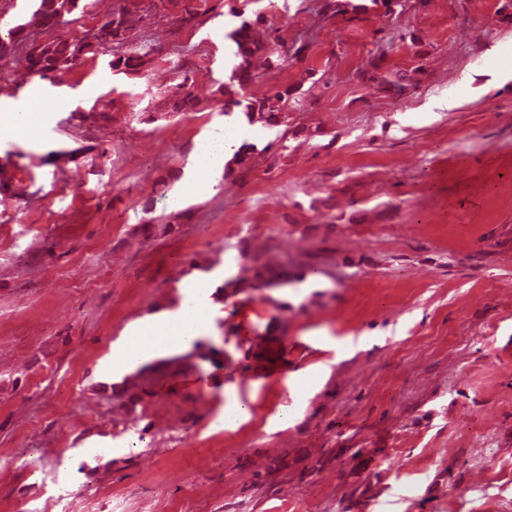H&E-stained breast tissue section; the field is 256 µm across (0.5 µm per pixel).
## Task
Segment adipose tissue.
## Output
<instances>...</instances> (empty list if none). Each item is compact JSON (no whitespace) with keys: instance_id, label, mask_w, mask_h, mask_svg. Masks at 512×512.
Segmentation results:
<instances>
[{"instance_id":"1","label":"adipose tissue","mask_w":512,"mask_h":512,"mask_svg":"<svg viewBox=\"0 0 512 512\" xmlns=\"http://www.w3.org/2000/svg\"><path fill=\"white\" fill-rule=\"evenodd\" d=\"M62 109V102L55 98L45 99L43 105L38 106L27 100L1 97L0 140L31 135ZM238 144V137L229 132L200 144L192 166L182 179L185 191L195 192L217 184L227 156ZM189 292L196 298L195 309H183L177 316L158 318L128 336L124 343L113 346L111 358L101 364L105 382H118L124 372L136 365L183 350L201 338L214 312L210 285L196 280L190 283Z\"/></svg>"}]
</instances>
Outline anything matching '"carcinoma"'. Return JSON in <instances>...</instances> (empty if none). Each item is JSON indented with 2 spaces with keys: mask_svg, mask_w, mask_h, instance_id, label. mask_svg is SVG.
<instances>
[{
  "mask_svg": "<svg viewBox=\"0 0 512 512\" xmlns=\"http://www.w3.org/2000/svg\"><path fill=\"white\" fill-rule=\"evenodd\" d=\"M31 13L29 19L17 23L0 32V62L10 60L17 52H24L27 60L28 73L53 85L63 81V77L78 64L88 58L98 55L112 54V69L124 74L137 73L145 64L148 53L124 52L122 48L130 38V25L127 7L114 9L96 19L94 25L82 36H56L43 40V48L39 51L29 48L31 35L37 32H52L56 28L73 22V17L89 12L90 0H28ZM384 9L387 16L401 15L406 10L402 0H320L317 12L328 19L338 15L348 17L350 21H360L362 16L377 9ZM235 17L240 22L227 34L230 41L227 50V68L230 69L229 80L243 86L254 79L251 70L252 59L259 53L275 57L276 65H281L301 55L308 43L302 39L290 46L281 42L278 30L274 28L259 31L262 14H257L256 20H247L242 14ZM385 50L377 47L368 67L361 73L364 80L377 81L384 85L394 97L407 94L412 77L405 73L394 71L384 65ZM288 90L270 89L261 98L226 99L221 113L229 122H234V115H243L248 123L256 122L273 125L278 122L281 112L287 106ZM195 96L187 82L177 84L174 91L172 109L176 112H192L195 110ZM253 145L242 143L233 157L225 166L224 175L228 176L243 169L250 161L249 150ZM255 266L250 280L235 279L223 282L216 287L214 295L219 296L226 288H269L282 284L279 274L273 265L261 261Z\"/></svg>",
  "mask_w": 512,
  "mask_h": 512,
  "instance_id": "1",
  "label": "carcinoma"
}]
</instances>
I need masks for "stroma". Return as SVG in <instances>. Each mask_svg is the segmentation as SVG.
Returning a JSON list of instances; mask_svg holds the SVG:
<instances>
[{"label":"stroma","mask_w":512,"mask_h":512,"mask_svg":"<svg viewBox=\"0 0 512 512\" xmlns=\"http://www.w3.org/2000/svg\"><path fill=\"white\" fill-rule=\"evenodd\" d=\"M317 3L264 7L262 27L309 46L243 87L224 74L243 0H192L190 18L138 0L130 42L155 51L134 74L100 56L54 87L5 65L11 98L67 107L0 141V512H512V27L500 0L353 23ZM384 38L386 67L426 65L400 98L359 77ZM222 85L289 105L248 127L243 172L181 195L176 173L224 131ZM256 253L295 282L218 302L223 369L181 367L134 406L102 380L200 266L230 280ZM261 339L286 346L285 378L260 376Z\"/></svg>","instance_id":"obj_1"}]
</instances>
